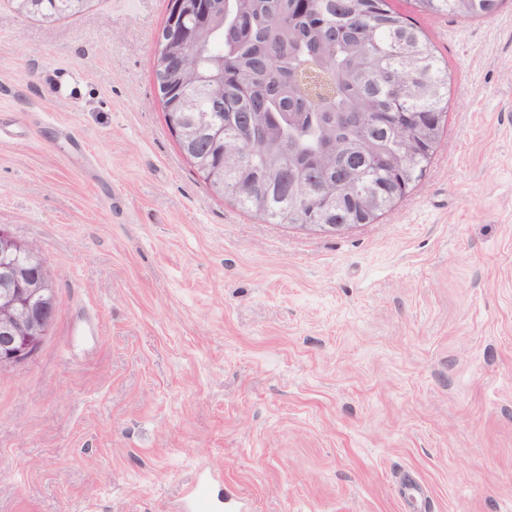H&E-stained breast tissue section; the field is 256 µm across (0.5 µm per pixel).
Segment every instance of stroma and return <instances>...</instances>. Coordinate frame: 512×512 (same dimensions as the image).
<instances>
[{"label":"stroma","mask_w":512,"mask_h":512,"mask_svg":"<svg viewBox=\"0 0 512 512\" xmlns=\"http://www.w3.org/2000/svg\"><path fill=\"white\" fill-rule=\"evenodd\" d=\"M168 0H0V226L57 311L0 367V512H512V0L419 22L451 80L370 224H270L205 185L153 80ZM62 0H38L31 5L30 12L25 13L26 16L36 17L43 21H54L60 17L74 14L80 9L70 8L62 10ZM400 481L403 487L405 498L407 499L411 509H406L407 512H425L422 509L425 501V494L422 486L410 475L402 474ZM187 498V510L191 512H225L229 510L226 504L228 503L229 496L224 494V497L215 501L209 494L207 483L201 479H197L185 491Z\"/></svg>","instance_id":"obj_1"}]
</instances>
